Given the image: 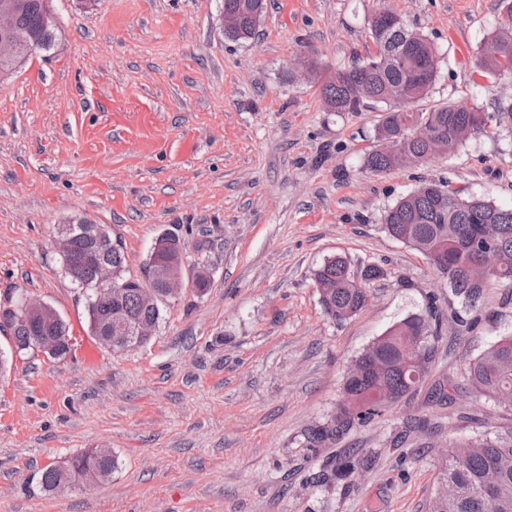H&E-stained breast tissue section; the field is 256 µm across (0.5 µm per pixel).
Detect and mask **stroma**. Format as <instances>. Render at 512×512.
<instances>
[{"mask_svg":"<svg viewBox=\"0 0 512 512\" xmlns=\"http://www.w3.org/2000/svg\"><path fill=\"white\" fill-rule=\"evenodd\" d=\"M219 5L49 0L53 46L0 88V295L50 304L72 340L61 357L14 355L0 375V512H429L449 439L512 425L511 409L466 391L431 398L512 334V289L487 288L468 309L425 257L380 230L383 210L430 180L511 206L512 135L372 174L363 165L380 109L326 111L288 69L292 55L332 68L367 60L369 21L387 6L442 55L425 106L490 112L503 81L482 76L478 59L498 0H266L247 41L225 37ZM79 218L122 242L133 275L160 235L185 240L189 283L147 344L115 352L89 332L54 248L60 225ZM201 252L202 294L190 283ZM337 255L383 270L341 324L313 280ZM432 300L445 317L428 378L333 447H306L352 359ZM90 448L116 457L108 482L32 483ZM349 448L367 463L356 485L319 483Z\"/></svg>","mask_w":512,"mask_h":512,"instance_id":"35a3bbf8","label":"stroma"}]
</instances>
